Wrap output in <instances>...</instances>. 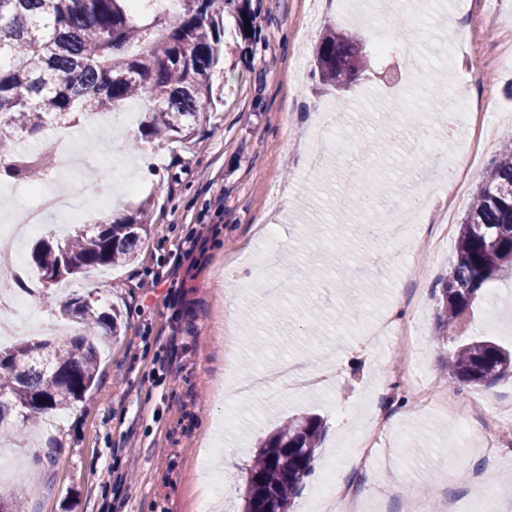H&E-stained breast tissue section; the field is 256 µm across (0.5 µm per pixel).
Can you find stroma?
<instances>
[{"label":"stroma","instance_id":"1","mask_svg":"<svg viewBox=\"0 0 512 512\" xmlns=\"http://www.w3.org/2000/svg\"><path fill=\"white\" fill-rule=\"evenodd\" d=\"M252 35L227 21L229 53L213 76L223 100L204 116L187 143L138 139L137 128L92 131L94 114L80 113L88 129L89 165L63 177L69 192L103 185L112 207L128 214L148 204L151 224L135 259L125 265L68 277V289L93 293L101 305L123 311L122 335L105 341L95 387L43 436L41 420L4 432L16 443L21 473L6 490L28 512H196L207 485L220 479L223 497L212 512H242L244 474L255 444L288 416L312 411L326 421L313 470L290 512H310L326 470L357 489L358 512H512V449L491 450L493 418L512 416V379L489 387L442 384L448 346L436 330V287L455 254L448 237L440 254L406 255L387 242V257L372 259L367 224L346 206L361 183L385 185L368 198L369 211L409 201L431 185L448 193L443 155L414 151L422 136L460 151L478 124L495 136L469 171L465 193L452 204L468 211L479 176L512 138V64H480L434 53L443 34L452 51L471 43L477 52L512 36V7L486 18V0H402L370 27L357 0L338 9L325 0H249ZM360 35L371 65L343 90L312 78L313 51L328 28ZM392 42L420 32L408 60L380 56L377 30ZM451 85L435 94L428 81ZM487 102L471 128L450 113L456 95ZM136 189L125 192L126 177ZM210 233L193 245L198 225ZM270 255L265 273L251 262ZM491 295L467 315L465 334L512 345V310L488 322ZM401 313L420 337L418 373L450 397L467 401L459 418L421 409L394 386L407 359L389 338L368 346V326ZM326 362L317 390L286 388L283 397L241 399L224 381L246 378L284 358ZM387 412L388 432L360 471L345 466L341 446L357 420ZM223 442L238 469L224 471L209 458ZM53 443L54 464L36 447ZM499 490L485 495V482Z\"/></svg>","mask_w":512,"mask_h":512}]
</instances>
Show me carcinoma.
I'll list each match as a JSON object with an SVG mask.
<instances>
[{
  "mask_svg": "<svg viewBox=\"0 0 512 512\" xmlns=\"http://www.w3.org/2000/svg\"><path fill=\"white\" fill-rule=\"evenodd\" d=\"M248 33L253 17L237 0H178L174 16L134 13L132 0H0V158L9 177L29 181L36 165L8 144L40 135L77 111L108 112L133 98L148 100L140 138L190 141L201 115L221 100L212 76L225 55V16ZM357 36L328 30L314 62L319 80L340 86L354 78L349 64ZM149 206L112 222L84 224L61 243L41 240L32 251L37 275L62 279L134 258L147 234ZM512 267V140L480 177L459 224L456 255L437 300L439 336L452 344L453 383L490 386L512 374V351L490 339L456 340L454 330L487 285ZM62 314L77 319L81 336L52 342L22 340L0 349V428L13 419L59 412L83 399L97 380V340L119 335L121 310L98 308L75 294ZM325 431L323 418L296 414L258 441L243 491V512L264 494L290 508L311 473Z\"/></svg>",
  "mask_w": 512,
  "mask_h": 512,
  "instance_id": "carcinoma-1",
  "label": "carcinoma"
}]
</instances>
